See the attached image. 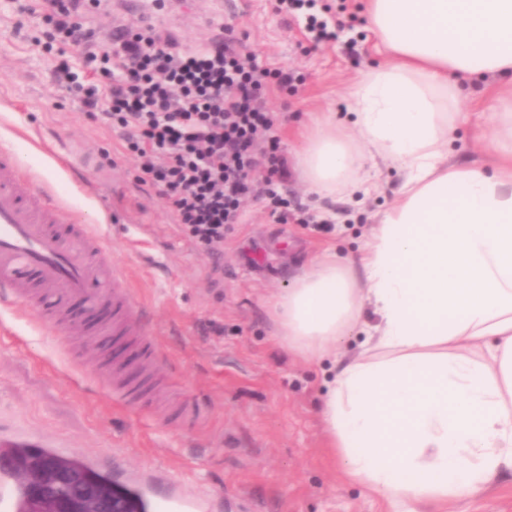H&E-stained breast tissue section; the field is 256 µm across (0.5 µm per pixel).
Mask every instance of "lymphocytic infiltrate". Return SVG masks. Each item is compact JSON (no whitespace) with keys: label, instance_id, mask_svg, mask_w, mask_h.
<instances>
[{"label":"lymphocytic infiltrate","instance_id":"1","mask_svg":"<svg viewBox=\"0 0 512 512\" xmlns=\"http://www.w3.org/2000/svg\"><path fill=\"white\" fill-rule=\"evenodd\" d=\"M98 4L39 0L55 38L82 45L94 76L83 102L118 129L116 152L134 158L139 182L166 200L175 223L200 245H223L251 197L266 200L278 223H287L290 203L280 191L287 159L264 92L288 86L289 75L242 54L230 23L223 40L190 51L149 27L122 32L109 46L94 44L80 17ZM260 168L265 177L254 179Z\"/></svg>","mask_w":512,"mask_h":512}]
</instances>
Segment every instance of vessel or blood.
<instances>
[{"mask_svg": "<svg viewBox=\"0 0 512 512\" xmlns=\"http://www.w3.org/2000/svg\"><path fill=\"white\" fill-rule=\"evenodd\" d=\"M38 174L24 167L11 144L0 145V288L27 319L63 322L68 301L81 297L87 310L84 331L112 337L114 392L125 401L141 393L142 374L150 371L155 349L143 329V315L124 270L100 250L92 221L76 213L55 193L39 188ZM135 342L137 371L125 368L128 342ZM133 489L147 512H211V494L194 493L164 472L126 470L118 475ZM23 490L0 469V505L18 512Z\"/></svg>", "mask_w": 512, "mask_h": 512, "instance_id": "obj_1", "label": "vessel or blood"}]
</instances>
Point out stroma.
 <instances>
[{
	"label": "stroma",
	"mask_w": 512,
	"mask_h": 512,
	"mask_svg": "<svg viewBox=\"0 0 512 512\" xmlns=\"http://www.w3.org/2000/svg\"><path fill=\"white\" fill-rule=\"evenodd\" d=\"M155 29L183 48L212 42L216 28L233 23L260 64L302 78L296 92L267 91L266 105L281 116L280 145L288 159L282 189L302 209L301 221L277 223L262 200H248L243 223L224 245L210 249L188 239L165 200L141 186L132 159L109 161L118 135L91 119L77 91L90 78L79 47L47 48L51 25L26 0H0V134L43 175L42 185L83 213L103 207V253L122 266L144 325L154 339L155 368L140 408L120 403L107 385L112 339L97 337L104 354L87 359V340H57L0 306V446L40 440L66 453L101 454L129 469H163L224 497L241 495L253 512H388L386 501L348 480L328 446L322 402L335 373L332 359L307 362L277 334L273 303L295 276L324 251L357 254L381 213L395 200L403 173L380 164L366 196L342 193L316 202L297 167L310 131L325 119L349 121L345 99L352 80L380 62L364 0H315L313 10L288 14L279 0H171ZM316 14L336 33L315 43L306 31ZM82 21L97 42L113 28L136 30L137 16L111 0ZM67 61L73 86L55 67ZM461 117L449 160L487 161L482 130L503 81L488 74L460 80ZM61 146L57 169L44 152ZM198 413L188 425L162 417L167 403ZM463 512H512V471Z\"/></svg>",
	"instance_id": "stroma-1"
}]
</instances>
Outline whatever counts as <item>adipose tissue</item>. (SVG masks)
I'll return each mask as SVG.
<instances>
[{"instance_id":"1","label":"adipose tissue","mask_w":512,"mask_h":512,"mask_svg":"<svg viewBox=\"0 0 512 512\" xmlns=\"http://www.w3.org/2000/svg\"><path fill=\"white\" fill-rule=\"evenodd\" d=\"M366 19L383 61L351 85L352 124L316 129L300 167L323 198L369 194L375 159L405 183L362 275L324 253L275 306L309 360L373 307L377 340L333 380L326 432L370 493L444 510L512 467V84L485 128L490 168L448 162L460 79L512 76V0H366Z\"/></svg>"}]
</instances>
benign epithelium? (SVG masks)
<instances>
[{"label": "benign epithelium", "instance_id": "obj_1", "mask_svg": "<svg viewBox=\"0 0 512 512\" xmlns=\"http://www.w3.org/2000/svg\"><path fill=\"white\" fill-rule=\"evenodd\" d=\"M7 464L15 470L18 478L29 487L33 512H73V508L61 502L56 490L61 485L77 488V500L86 512H103L92 485L78 475L59 469L35 458H14L0 455V465Z\"/></svg>", "mask_w": 512, "mask_h": 512}]
</instances>
